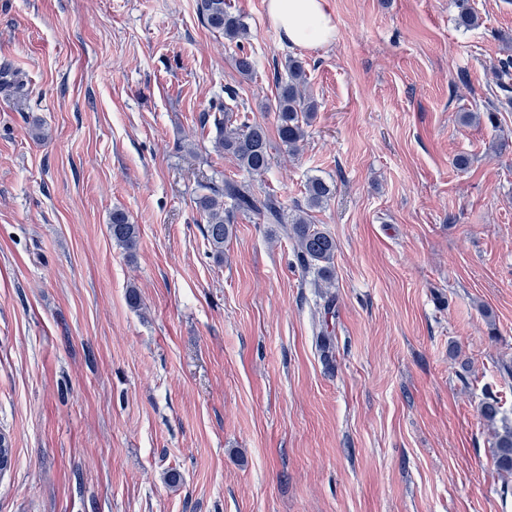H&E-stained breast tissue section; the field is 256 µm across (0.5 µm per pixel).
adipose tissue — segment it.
Instances as JSON below:
<instances>
[{
  "label": "adipose tissue",
  "instance_id": "adipose-tissue-1",
  "mask_svg": "<svg viewBox=\"0 0 512 512\" xmlns=\"http://www.w3.org/2000/svg\"><path fill=\"white\" fill-rule=\"evenodd\" d=\"M267 11L288 44L316 48L336 39L327 0H267Z\"/></svg>",
  "mask_w": 512,
  "mask_h": 512
}]
</instances>
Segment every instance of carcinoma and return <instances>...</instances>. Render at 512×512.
Instances as JSON below:
<instances>
[{
	"label": "carcinoma",
	"mask_w": 512,
	"mask_h": 512,
	"mask_svg": "<svg viewBox=\"0 0 512 512\" xmlns=\"http://www.w3.org/2000/svg\"><path fill=\"white\" fill-rule=\"evenodd\" d=\"M458 23L465 28L479 25V18L469 6L468 0H457ZM198 12L205 25L214 33L236 45L234 56L237 72L250 77L255 62L245 50L249 40V28L242 17L230 11L226 0H198ZM287 77L276 78V95L271 109L276 114V130L279 148L290 155L298 154L307 136L306 127L318 111L317 100L307 93V73L303 61L288 57ZM497 87L504 96L512 92V56L498 61L495 67ZM0 82L13 89L19 97L27 95L25 83L8 66L0 67ZM216 114H202L201 125L213 122L215 128L214 151L230 157L238 168L250 176L265 174L274 159V146L267 129L260 123L243 120L233 121L234 107L229 104L214 108ZM333 183L320 178L308 179L304 187L305 206H297L293 212L285 213L282 202L270 192H258L248 180L226 178L221 183L207 182L200 185L195 205L205 221V237L212 257L220 262L224 259V243L232 234L235 216L255 215L267 224L281 226L285 236L293 241L300 264L304 269L316 272L318 280L327 286L334 281L335 240L313 223L310 211L322 207L334 194ZM109 232L112 241L132 254L138 246V225L131 223L122 210L112 211ZM336 316L335 296L326 297L317 343L324 360L331 359L334 336L329 330L328 319ZM501 400L487 393L481 401L480 413L489 424L501 414ZM495 468L502 474L512 475V427H505L496 434L492 448Z\"/></svg>",
	"instance_id": "carcinoma-1"
}]
</instances>
